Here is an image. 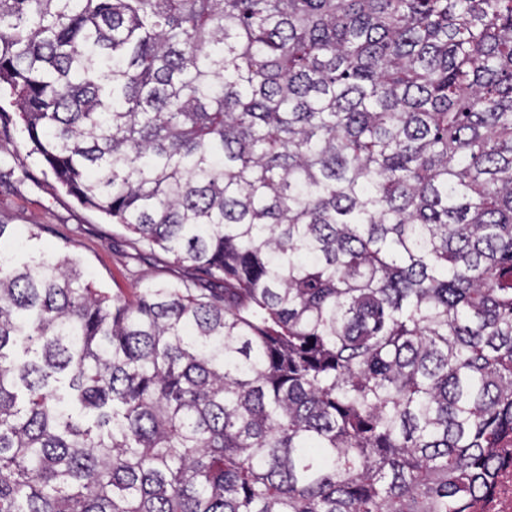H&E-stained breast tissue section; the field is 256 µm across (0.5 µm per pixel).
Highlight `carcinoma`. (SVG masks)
Masks as SVG:
<instances>
[{"label": "carcinoma", "instance_id": "carcinoma-1", "mask_svg": "<svg viewBox=\"0 0 512 512\" xmlns=\"http://www.w3.org/2000/svg\"><path fill=\"white\" fill-rule=\"evenodd\" d=\"M2 86L220 287L0 254V512H468L512 435V0H0Z\"/></svg>", "mask_w": 512, "mask_h": 512}]
</instances>
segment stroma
<instances>
[{
    "instance_id": "stroma-1",
    "label": "stroma",
    "mask_w": 512,
    "mask_h": 512,
    "mask_svg": "<svg viewBox=\"0 0 512 512\" xmlns=\"http://www.w3.org/2000/svg\"><path fill=\"white\" fill-rule=\"evenodd\" d=\"M0 251L21 257L28 248L77 261L94 287L133 298L141 288L196 278L188 264H175L162 250L138 249L122 225L78 202L36 156L16 121V109L1 99Z\"/></svg>"
}]
</instances>
